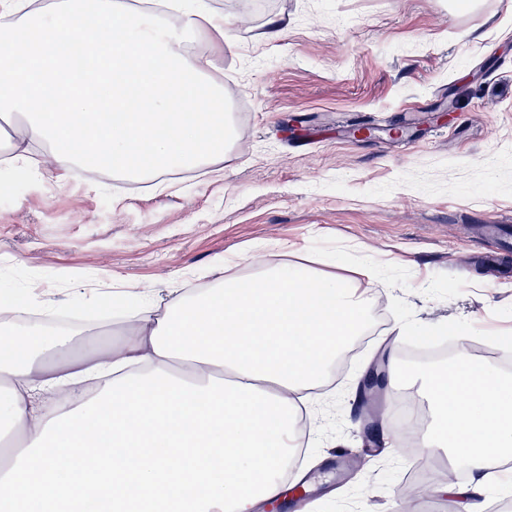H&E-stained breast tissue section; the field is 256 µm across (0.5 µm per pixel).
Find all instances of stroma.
<instances>
[{
    "label": "stroma",
    "instance_id": "1",
    "mask_svg": "<svg viewBox=\"0 0 512 512\" xmlns=\"http://www.w3.org/2000/svg\"><path fill=\"white\" fill-rule=\"evenodd\" d=\"M227 44L201 33L241 138L217 167L165 185L100 171L0 167V293L36 315L78 310L57 360L116 344L141 286L241 278L262 246L346 276L371 258L368 327L304 416L305 498L284 512H401L424 458L400 420L419 384L359 408L358 385L389 353L447 339L503 373L512 336V4L503 0H207ZM288 35L261 39L273 17Z\"/></svg>",
    "mask_w": 512,
    "mask_h": 512
}]
</instances>
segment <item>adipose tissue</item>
<instances>
[{
	"mask_svg": "<svg viewBox=\"0 0 512 512\" xmlns=\"http://www.w3.org/2000/svg\"><path fill=\"white\" fill-rule=\"evenodd\" d=\"M0 0V112L21 116L26 141L0 133V160L94 165L132 179L224 157L230 128L222 85L205 83L211 57L187 46L224 20L203 0ZM182 17L163 26L166 12ZM100 28L80 39L90 19ZM29 63L28 72L14 66ZM255 277L225 276L186 298L147 284L119 345L48 370L68 335H0V512H255L280 498L297 453V420L366 321L361 282L253 252ZM432 421L420 446L477 479L447 480L466 512H485L484 489L512 459V378L459 351L423 375ZM67 395L66 412L44 395Z\"/></svg>",
	"mask_w": 512,
	"mask_h": 512,
	"instance_id": "ef3b65f1",
	"label": "adipose tissue"
}]
</instances>
